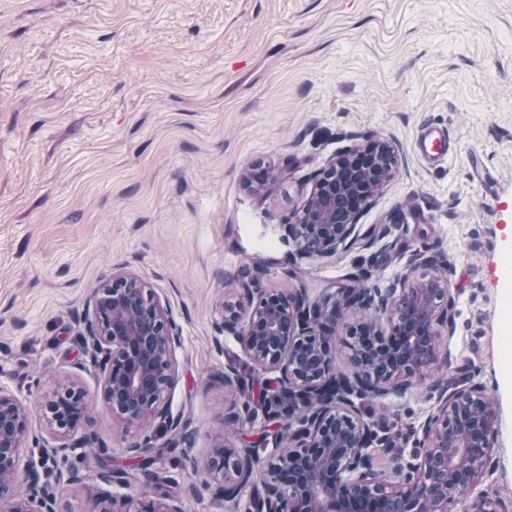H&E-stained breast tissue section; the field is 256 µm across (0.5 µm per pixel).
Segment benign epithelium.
Returning <instances> with one entry per match:
<instances>
[{"label":"benign epithelium","instance_id":"obj_1","mask_svg":"<svg viewBox=\"0 0 512 512\" xmlns=\"http://www.w3.org/2000/svg\"><path fill=\"white\" fill-rule=\"evenodd\" d=\"M398 149L377 140L349 148L314 176L308 203L284 223L294 259L319 264L355 246L368 249L390 234L360 233L359 220L371 208L395 170ZM277 179L260 162L247 167L244 186L253 193ZM419 267L447 269L443 256L415 251L408 273L384 288H340L318 295L302 286L288 292L258 287L262 268L246 266L235 279L236 300L224 302L216 331L233 338L260 370L279 373L288 409L269 413L285 435L261 458L249 448H213L202 488L238 502L254 492L245 512H448L466 500V512H503L498 503L473 491L489 464L499 432L495 407L485 404L477 385L431 386L432 413L422 427L417 450L405 458L385 437L375 435L355 400L402 394L433 369L450 365L443 338L454 333L452 304L442 277L410 278ZM86 319V354L103 376L102 392L113 416L128 425L152 415L166 429L186 428L172 415L167 399L175 383L180 338L166 303L136 277L112 276L94 293ZM346 329L352 370L336 365L333 344ZM91 407L72 382L47 398V425L67 438L89 419ZM29 435V410L0 389V512H51L54 492L39 487L34 471L21 469L19 449ZM388 459L383 470L378 460ZM32 494L14 495L21 476ZM200 488V489H202ZM195 488L193 492L198 493ZM91 499L89 512H184L181 500Z\"/></svg>","mask_w":512,"mask_h":512}]
</instances>
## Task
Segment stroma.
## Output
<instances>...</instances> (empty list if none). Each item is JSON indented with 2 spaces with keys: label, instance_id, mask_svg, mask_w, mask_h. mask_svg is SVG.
Wrapping results in <instances>:
<instances>
[{
  "label": "stroma",
  "instance_id": "obj_1",
  "mask_svg": "<svg viewBox=\"0 0 512 512\" xmlns=\"http://www.w3.org/2000/svg\"><path fill=\"white\" fill-rule=\"evenodd\" d=\"M443 124L442 161L412 145ZM388 139L399 165L363 230L392 229L373 280L403 273L413 251L448 260L455 332L434 379L481 385L500 415L476 494L512 508V383L503 362L504 262L512 227V0H0V388L30 409L21 454L42 481L75 475L55 512L94 495L139 497L157 473L185 512H244L193 494L215 442L266 456L273 373L213 323L237 291L226 272L264 261L265 288L349 285L356 249L286 276L282 225L310 198L316 171L343 150ZM261 161L278 176L257 196L241 180ZM165 297L180 334L173 413L188 436L113 419L84 354L85 303L113 273ZM233 371L236 382L221 378ZM80 383L89 421L59 448L39 405ZM392 425L402 455L429 416L426 386L360 401ZM160 447L148 469L128 444ZM121 468L127 485L112 482Z\"/></svg>",
  "mask_w": 512,
  "mask_h": 512
}]
</instances>
